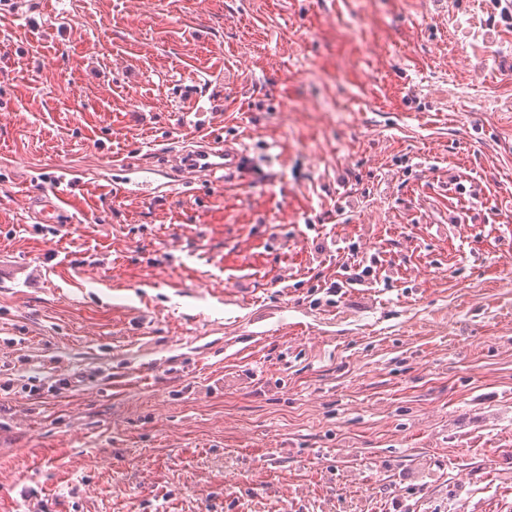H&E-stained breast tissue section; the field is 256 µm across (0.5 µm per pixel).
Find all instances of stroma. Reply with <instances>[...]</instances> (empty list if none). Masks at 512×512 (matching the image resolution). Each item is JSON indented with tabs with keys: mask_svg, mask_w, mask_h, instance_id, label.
<instances>
[{
	"mask_svg": "<svg viewBox=\"0 0 512 512\" xmlns=\"http://www.w3.org/2000/svg\"><path fill=\"white\" fill-rule=\"evenodd\" d=\"M0 42V512H512L498 0H21ZM188 110L249 171L183 189ZM116 170L114 179H112V188L115 194H130L136 193L141 196L152 197L155 188L154 179L150 177H143L141 179L133 180L127 176L128 173H132L131 169L125 163L116 164L113 166ZM60 174L54 173L53 178L55 183L58 186H65L66 188L63 190H56L52 192V197L48 192H39L37 197H34L30 205L36 211V207H41L39 211L36 212L38 220L42 224H55L58 223V217L63 210L58 205L55 200H61L60 195L63 192H68L69 190H74L76 185V178H70L72 173L67 171H59ZM55 199V200H54Z\"/></svg>",
	"mask_w": 512,
	"mask_h": 512,
	"instance_id": "1",
	"label": "stroma"
}]
</instances>
